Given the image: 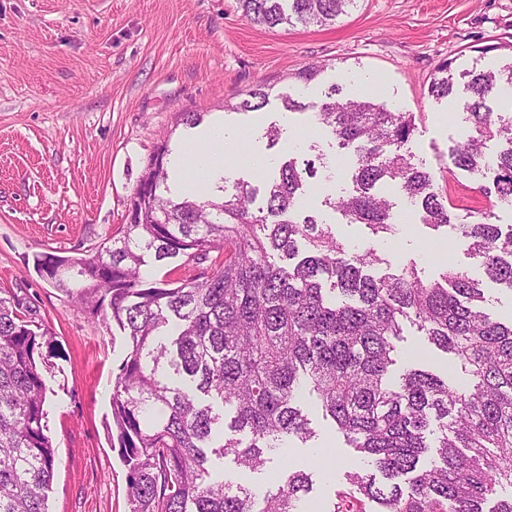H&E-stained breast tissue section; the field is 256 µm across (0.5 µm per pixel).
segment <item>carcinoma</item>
I'll use <instances>...</instances> for the list:
<instances>
[{"mask_svg": "<svg viewBox=\"0 0 512 512\" xmlns=\"http://www.w3.org/2000/svg\"><path fill=\"white\" fill-rule=\"evenodd\" d=\"M357 0H239L253 24L274 29L326 24ZM453 62H442L429 95L455 93ZM471 134L453 146L457 168L479 178V190L512 204V117L489 102L512 87V62L460 73ZM257 84L231 105L261 109ZM317 127L352 150V193L325 204L348 224L382 239L396 230L380 186L399 185L433 229L468 242L485 276L512 291V226L483 213L458 224L430 172L404 150L416 130L412 112H396L342 87L325 92ZM506 148L486 156L487 142ZM325 153L299 166L283 161L257 188L222 179L220 194L168 197L166 163H149L140 182L154 190L140 223L127 224L75 261L43 254L36 270L87 312L110 311L127 336L128 353L112 386V430L127 471L130 512H298L311 476L286 471L276 488L257 492L212 476V457L233 456L244 472H261L268 454L314 431L297 405L316 393L345 441L370 459L373 472L348 474L352 489L329 512H512V321L484 311L479 281L450 268L423 278L411 263L394 269L373 248L351 254L334 226L305 211L302 199ZM176 261L209 263L177 283L149 277ZM386 265V271L371 269ZM15 294L0 290V512H49L56 455L44 425L47 387L37 360L48 328ZM408 321L468 376L456 385L414 364L393 374L396 341ZM436 457L420 465L427 453Z\"/></svg>", "mask_w": 512, "mask_h": 512, "instance_id": "cac0c4a2", "label": "carcinoma"}]
</instances>
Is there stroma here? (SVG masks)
<instances>
[{"instance_id": "35a3bbf8", "label": "stroma", "mask_w": 512, "mask_h": 512, "mask_svg": "<svg viewBox=\"0 0 512 512\" xmlns=\"http://www.w3.org/2000/svg\"><path fill=\"white\" fill-rule=\"evenodd\" d=\"M512 41V0H358L334 24L267 29L252 24L238 0H0V289L23 298L51 328L42 353L48 434L56 451L49 512H129L126 466L108 435L114 371L127 340L111 319L81 312L34 269L45 253L79 258L117 234L148 160L162 136L172 155L222 125L247 131L250 147L277 166L281 158L335 154L334 139L310 122L330 84L371 95L416 115L410 144L454 205L458 222L494 211L512 224V207H494L457 169L450 146L469 134L464 94L438 101L428 93L445 60L462 70L496 68ZM325 64L317 80H293L298 69ZM270 87L254 113L232 105L257 83ZM303 105L290 112L284 96ZM182 112L203 115L200 126L179 124ZM282 131L276 147L269 125ZM349 163L314 179L308 210L334 225L348 250L376 249L392 267L416 263L434 280L455 267L477 272L467 245L447 229L425 226L399 186L385 185L398 217L395 236L371 238L326 206L353 185ZM300 404L316 435L288 440L271 452L267 473H310V512H327L349 484V470L365 468L326 420L314 395Z\"/></svg>"}]
</instances>
